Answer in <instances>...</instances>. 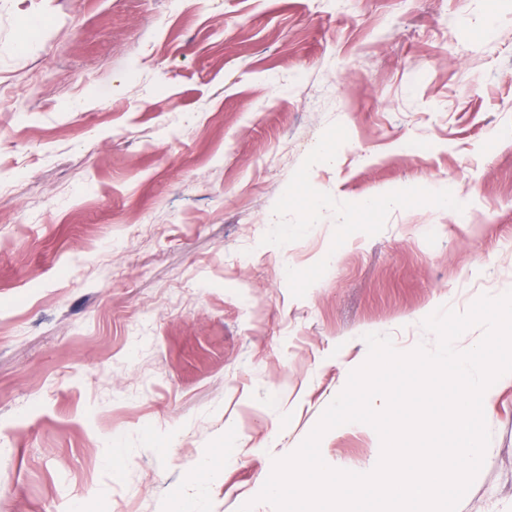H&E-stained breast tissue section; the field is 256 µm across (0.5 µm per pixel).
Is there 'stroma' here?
<instances>
[{
	"label": "stroma",
	"mask_w": 512,
	"mask_h": 512,
	"mask_svg": "<svg viewBox=\"0 0 512 512\" xmlns=\"http://www.w3.org/2000/svg\"><path fill=\"white\" fill-rule=\"evenodd\" d=\"M511 290L512 0H0V512H274L365 334Z\"/></svg>",
	"instance_id": "stroma-1"
}]
</instances>
